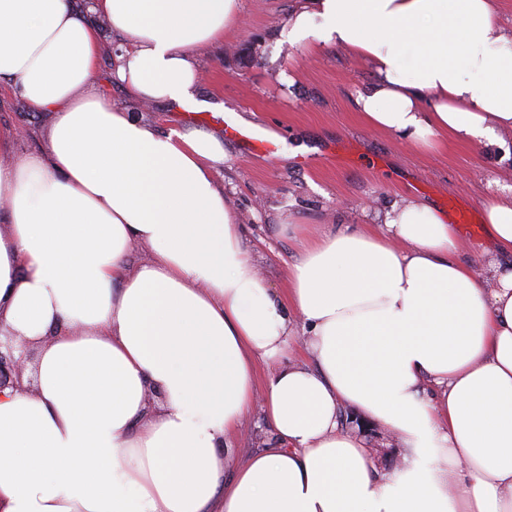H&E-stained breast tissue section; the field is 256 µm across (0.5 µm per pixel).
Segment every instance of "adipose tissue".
<instances>
[{
  "mask_svg": "<svg viewBox=\"0 0 512 512\" xmlns=\"http://www.w3.org/2000/svg\"><path fill=\"white\" fill-rule=\"evenodd\" d=\"M241 5L93 9L123 40L127 94L182 109L197 49ZM500 15L501 0H308L283 37L370 65L354 99L367 127L492 151L512 134ZM98 55L73 0H0V83L51 115L37 153L0 126V340L33 351L36 387L0 390V512H512V192L482 199L481 274L415 198L315 234L280 216L300 243L281 293L216 181L223 142L117 108ZM256 405L271 436L235 456ZM344 407L396 440L392 471L341 427Z\"/></svg>",
  "mask_w": 512,
  "mask_h": 512,
  "instance_id": "ef3b65f1",
  "label": "adipose tissue"
}]
</instances>
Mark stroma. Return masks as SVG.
<instances>
[{
    "label": "stroma",
    "mask_w": 512,
    "mask_h": 512,
    "mask_svg": "<svg viewBox=\"0 0 512 512\" xmlns=\"http://www.w3.org/2000/svg\"><path fill=\"white\" fill-rule=\"evenodd\" d=\"M302 3L243 0L240 26L225 33L222 44L197 53L209 116L203 127L223 138L227 155L217 181L246 226L248 247L259 258L267 287H285L287 265L296 253L295 242L276 226L278 215L315 230L339 221L373 224L387 205L408 194L449 219L454 208L469 210L471 223L457 227L461 256L480 264L490 246L480 200L495 183L512 185V135L492 153L468 144L423 153L368 129L356 114L354 98L374 79L369 65L341 49L307 55L281 42L290 12ZM111 74V66L98 61L95 86L118 108L162 133L184 127L182 113L127 96ZM228 109L248 126L262 127L277 141V152L252 154L225 136ZM0 124L15 130V151L25 154L44 147L50 118L1 84ZM340 415L345 427L373 449L377 468L393 470L400 450L386 432L350 409Z\"/></svg>",
    "instance_id": "obj_1"
}]
</instances>
